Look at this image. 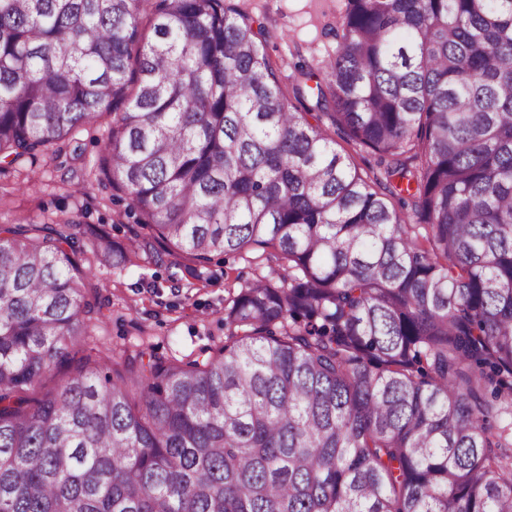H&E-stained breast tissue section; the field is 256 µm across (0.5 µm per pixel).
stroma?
<instances>
[{"label": "stroma", "mask_w": 512, "mask_h": 512, "mask_svg": "<svg viewBox=\"0 0 512 512\" xmlns=\"http://www.w3.org/2000/svg\"><path fill=\"white\" fill-rule=\"evenodd\" d=\"M262 28V43L290 89L301 70L316 69L337 47L336 31L346 0H236ZM112 112L76 136L81 156L45 151L32 164L0 169V224L75 223L78 242L102 232L121 244L149 237L137 224L124 192L112 188L101 172L103 141ZM282 269L263 249L217 255L201 274L169 255L164 261H140L125 270L97 268L94 282L105 303L101 319L91 321L81 355L106 358L152 349L180 360L222 344L224 304L229 296L261 274Z\"/></svg>", "instance_id": "obj_1"}]
</instances>
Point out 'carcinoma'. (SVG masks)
Listing matches in <instances>:
<instances>
[{"instance_id": "cac0c4a2", "label": "carcinoma", "mask_w": 512, "mask_h": 512, "mask_svg": "<svg viewBox=\"0 0 512 512\" xmlns=\"http://www.w3.org/2000/svg\"><path fill=\"white\" fill-rule=\"evenodd\" d=\"M306 93L234 0H0V163L110 107L154 260L285 263L224 345L109 367L73 225L1 224L0 512H512V0H347ZM331 135L336 140V148L349 154L355 165L363 174H368L371 177L373 173L379 174L380 168L376 156L364 149L347 144L337 130L336 134H334L333 129H331Z\"/></svg>"}]
</instances>
